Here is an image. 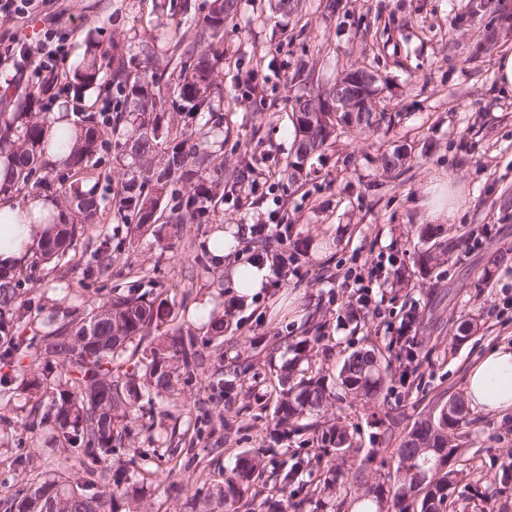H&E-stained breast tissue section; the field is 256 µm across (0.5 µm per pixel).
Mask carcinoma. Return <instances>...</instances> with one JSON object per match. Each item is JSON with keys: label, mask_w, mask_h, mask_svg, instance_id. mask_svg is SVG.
I'll return each instance as SVG.
<instances>
[{"label": "carcinoma", "mask_w": 512, "mask_h": 512, "mask_svg": "<svg viewBox=\"0 0 512 512\" xmlns=\"http://www.w3.org/2000/svg\"><path fill=\"white\" fill-rule=\"evenodd\" d=\"M239 2L212 0L203 24L195 30L194 41L183 50L187 60L176 85L183 109L206 110L218 125L223 122L218 111L224 97L214 76L224 63V21L238 13ZM131 50L156 70L168 67L148 40L139 41ZM100 73V56L91 51L72 78L78 87L91 89L98 86ZM364 73V69L346 71L336 78L332 87L295 101L292 123L297 148L295 158L284 169L288 179H297L305 161L330 145L338 131L345 128L368 138L385 134L395 125V119L399 118L397 112H359L349 121L343 113L323 111L322 96L336 94L341 83ZM112 87L122 98L113 123L130 131L124 142L125 151L145 181H156L155 194L134 192L123 201L130 220L139 225L155 223L159 219V198L166 186L185 180L191 182L193 190L186 201V212H175L168 216V221L187 223L189 216L215 201L212 188L224 183V160L210 150L207 141H191V132L161 129L157 119L151 117L162 102L156 81L146 72L130 75L124 57L117 53L112 55ZM36 104V95L28 93L18 100L14 115H0V160L7 162L10 169V178L0 183V195L4 197L38 180L42 169L45 120L36 116ZM104 136L105 131L89 121L84 135L72 146L63 164L75 175L82 173ZM163 136L175 145L167 154L163 168L155 173L149 164ZM64 207L80 215V223L70 221L63 212L29 214L32 224L54 226V231L39 243L35 262H70L71 250L97 210L95 201L78 189L65 194ZM420 234L433 240L415 260L419 270L428 272L437 255L448 253L449 244L436 239L427 227ZM92 259L100 273L107 272L111 267L110 242L100 241ZM39 315L38 307L22 287L19 273L0 270V366L8 369L0 375V399H11L20 384L51 387L50 402L32 409L24 428L32 433L53 431L58 451L81 458L88 475L109 471L111 478L99 489L80 478L64 476L29 481L11 493L0 492V509L3 512H143L130 470L139 451L116 447L117 437L122 422L141 410L142 392L168 393L178 371L188 373L198 366V336L180 328L170 342L151 347L146 360L134 359L135 353L129 352V348L149 340L152 329L176 320V315L160 296L130 290L104 298L88 311L74 310L48 329ZM413 319V313L406 314L403 329L390 341L398 348L397 355L407 362L399 376L402 385L413 377V363L420 354V343L409 335ZM318 340L319 337L313 336L299 341L293 348L294 357L280 370L274 404L277 437L303 430L299 420L305 415L321 413L333 400V393L323 378L297 377L300 364L307 358V348ZM29 374L33 378H27ZM391 381L390 362L373 348L352 352L344 358L336 374V387L368 401L390 390ZM463 415V403L450 401L414 423L395 449V482L389 490L379 482L370 481L364 470L356 468L353 484L361 489V498L369 505L366 512H447L448 500L459 478V470L455 468L459 448L449 445L450 434L458 429ZM320 441L324 453L336 457L325 467L315 488L317 503L325 508L348 480L344 464L337 460L344 459L356 443L348 427L338 424L322 431ZM269 465L272 469L268 472ZM269 465L261 451L239 452L234 466L224 471L221 482L196 489L198 512H224L226 507L240 512L248 504L255 484L267 482V472L278 484L280 493V499L269 502V512H303L308 500L296 499V492L309 462L298 458L290 464Z\"/></svg>", "instance_id": "obj_1"}]
</instances>
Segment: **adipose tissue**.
<instances>
[{
    "label": "adipose tissue",
    "instance_id": "obj_1",
    "mask_svg": "<svg viewBox=\"0 0 512 512\" xmlns=\"http://www.w3.org/2000/svg\"><path fill=\"white\" fill-rule=\"evenodd\" d=\"M46 200L34 197L26 205L0 202V268L10 269L30 259L32 250L51 227L29 224L27 211L45 208ZM467 403L484 411L512 410V346L502 345L486 354L469 372Z\"/></svg>",
    "mask_w": 512,
    "mask_h": 512
}]
</instances>
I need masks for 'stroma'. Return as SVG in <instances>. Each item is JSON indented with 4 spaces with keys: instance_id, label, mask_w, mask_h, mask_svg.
I'll list each match as a JSON object with an SVG mask.
<instances>
[{
    "instance_id": "35a3bbf8",
    "label": "stroma",
    "mask_w": 512,
    "mask_h": 512,
    "mask_svg": "<svg viewBox=\"0 0 512 512\" xmlns=\"http://www.w3.org/2000/svg\"><path fill=\"white\" fill-rule=\"evenodd\" d=\"M210 3L57 0L45 15L0 16V33L29 36L52 24L70 29L69 75L90 45L109 52L147 38L161 58L177 57ZM510 53L512 0H300L287 14L276 0H241L224 25V65L215 78L224 91L221 155L230 168L248 159V179L257 185L247 206L228 193L216 209L185 224L126 223L115 197L130 181L129 161L111 145L80 177L61 165L45 167L38 184L16 195L19 204L33 195L58 202L70 186L91 188L101 208L77 250L89 256L102 239L111 242L112 266L104 277L52 263L32 269L27 286L35 303L83 310L116 288L157 293L178 314L177 322L158 327L160 337L173 335L179 323L205 335L197 311L206 302L217 316L232 317L223 345L201 348V368L179 375L174 392L155 397L153 425L133 420L123 440L159 473L142 490L144 512H196L195 490L217 481L247 449H269L277 461L307 459L309 479L317 481L316 429L336 422L353 430L361 446L357 460L370 480L387 482L396 468L394 450L414 421L463 396L470 368L498 345L512 344V260L490 262L496 250L512 248V89L497 79L499 61ZM356 68L376 76L377 107L400 113V122L367 140L338 136L307 160L300 181L280 177L294 154L288 116L296 98ZM243 72L252 74L251 85L239 83ZM177 76L169 69L160 78V123L201 132L206 115L176 109ZM115 95L105 85L44 98L39 115L63 111L80 124ZM397 148L412 159L390 178L382 157ZM443 176L453 178L465 203L452 223L436 227L455 249L424 275L413 263L429 246L418 234L428 222L423 191ZM264 223L287 225V238L273 236L261 246L251 227ZM231 226L237 246L215 258L208 241ZM274 253L285 261L287 276L269 277L252 296L237 294L232 278L239 264H263ZM399 266L405 274L396 280ZM349 275L358 285H345ZM410 311L421 353L411 383L394 386L387 397L399 417L390 441L374 423L375 404L347 395L316 416L315 430L273 439L270 391L296 342L318 335L307 373L332 376L349 353L386 349ZM466 314L473 328L461 338L456 327ZM216 380L221 388H213ZM51 394L44 386L22 387L0 402V490L24 484L31 474L83 476L75 458L47 450L44 435L17 444L30 408ZM450 442L461 450L464 473L449 512H512V482L500 481L502 472L512 471V412L468 409ZM169 448L181 449V456H166ZM22 450L36 456L28 475L13 465Z\"/></svg>"
}]
</instances>
